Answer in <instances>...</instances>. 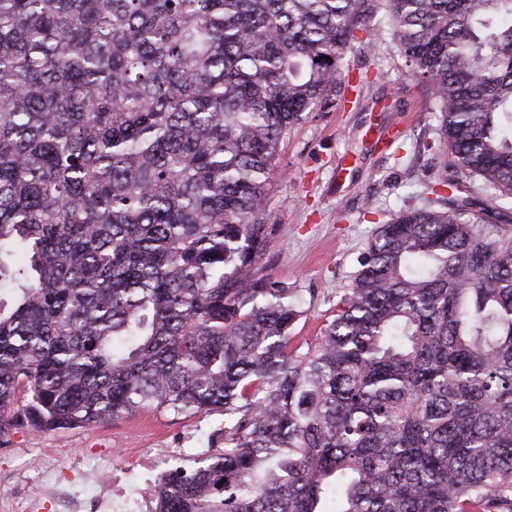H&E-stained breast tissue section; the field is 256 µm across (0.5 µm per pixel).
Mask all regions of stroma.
I'll list each match as a JSON object with an SVG mask.
<instances>
[{
    "instance_id": "obj_1",
    "label": "stroma",
    "mask_w": 512,
    "mask_h": 512,
    "mask_svg": "<svg viewBox=\"0 0 512 512\" xmlns=\"http://www.w3.org/2000/svg\"><path fill=\"white\" fill-rule=\"evenodd\" d=\"M344 67L354 77L367 73L369 84L353 102L311 113L288 130L264 203L272 243L258 266L303 299L305 313L292 329L296 344L320 336L376 230L402 209L425 205L430 186L456 173L450 149L438 144L432 102L404 76L392 43L355 44ZM223 426L220 413L177 416L144 407L64 432L11 428L0 440V512H18L21 503L29 512H60L42 493L44 479L83 484L78 459L102 482L125 473L123 497L134 501L145 484L160 482V473H145V459L195 467Z\"/></svg>"
}]
</instances>
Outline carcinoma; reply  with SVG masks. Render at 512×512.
I'll return each mask as SVG.
<instances>
[{"label":"carcinoma","mask_w":512,"mask_h":512,"mask_svg":"<svg viewBox=\"0 0 512 512\" xmlns=\"http://www.w3.org/2000/svg\"><path fill=\"white\" fill-rule=\"evenodd\" d=\"M361 31L459 177L292 348L261 212ZM464 177L512 200V0H0V436L220 412L156 512H512V234Z\"/></svg>","instance_id":"1"}]
</instances>
